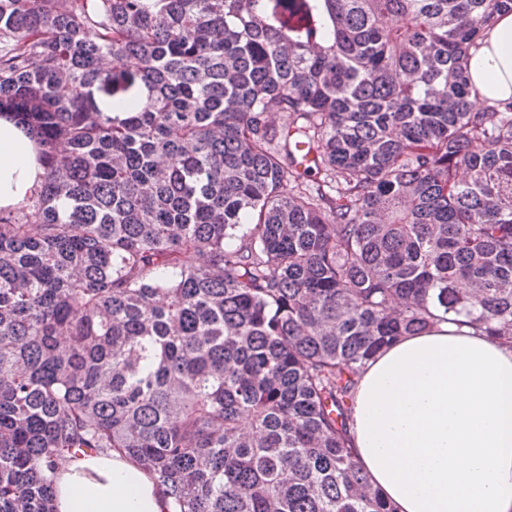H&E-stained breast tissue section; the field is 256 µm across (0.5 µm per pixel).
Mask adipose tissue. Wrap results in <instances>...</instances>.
I'll list each match as a JSON object with an SVG mask.
<instances>
[{"label":"adipose tissue","mask_w":512,"mask_h":512,"mask_svg":"<svg viewBox=\"0 0 512 512\" xmlns=\"http://www.w3.org/2000/svg\"><path fill=\"white\" fill-rule=\"evenodd\" d=\"M477 105L512 99V12L470 51ZM34 143L0 117V208L41 182ZM350 444L398 512H512V348L441 322L369 363L355 394ZM56 512H170L155 475L132 457L60 461Z\"/></svg>","instance_id":"ef3b65f1"}]
</instances>
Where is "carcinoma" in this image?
Segmentation results:
<instances>
[{
    "label": "carcinoma",
    "mask_w": 512,
    "mask_h": 512,
    "mask_svg": "<svg viewBox=\"0 0 512 512\" xmlns=\"http://www.w3.org/2000/svg\"><path fill=\"white\" fill-rule=\"evenodd\" d=\"M506 9L0 0L45 170L0 211V512L114 449L174 512H397L349 445L364 366L441 321L512 345V100L468 65Z\"/></svg>",
    "instance_id": "cac0c4a2"
}]
</instances>
